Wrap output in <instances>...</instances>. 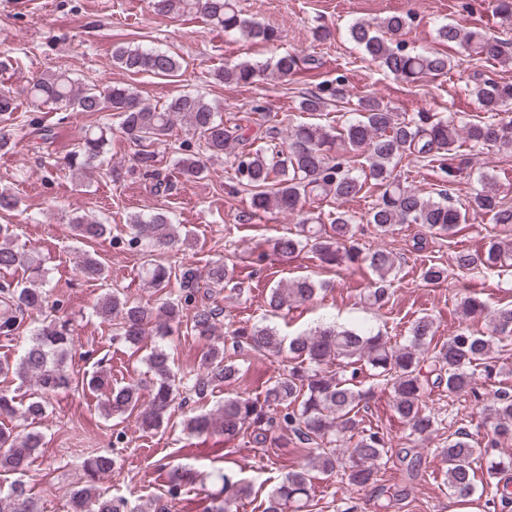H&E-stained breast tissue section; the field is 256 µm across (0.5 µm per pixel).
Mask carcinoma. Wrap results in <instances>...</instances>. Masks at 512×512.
<instances>
[{
	"mask_svg": "<svg viewBox=\"0 0 512 512\" xmlns=\"http://www.w3.org/2000/svg\"><path fill=\"white\" fill-rule=\"evenodd\" d=\"M497 19L512 24V0H490ZM156 16L202 13L227 33H238L253 43L272 44L280 33L273 27L243 16L235 0H152ZM410 17L391 15L379 23L357 20L349 27L350 38L363 55L383 71L396 78L414 82L418 78L447 76L453 68L451 58L438 51H416L393 36L408 26ZM438 39L454 43L474 52L487 62L512 63L504 51V42L482 31H464L452 23L437 27ZM299 56L287 53L278 57L272 71L286 78L298 67ZM112 65L131 74H152L169 79L179 76L181 57L152 46H117L112 51ZM225 83L248 85L256 82L260 71L242 62L226 65L217 72ZM346 81L344 74L332 82L320 84L317 90L303 96L299 110L316 114L336 100ZM37 105L61 112H110L118 120L119 131L135 146L138 165L147 173L154 172L155 154L150 147L164 141L175 122H186L192 135L203 142L210 155H219L246 141L242 125L228 126L224 117L206 100L205 95L184 93L157 107L143 103L135 87L116 84L99 90L95 85H81L65 72L41 75L29 88ZM474 95L485 119L468 122L459 132L452 116L437 112H416L399 117L377 98L358 102V117L348 119L340 128L327 130L320 125L301 124L288 133V138L262 148H243L234 153L232 163L236 184L250 195L255 211L278 209L294 212L302 202L331 198L341 203L358 197L366 185L379 191L378 198L363 216L379 237L394 231L398 224H420L433 237L453 234L457 225L468 220L440 189L436 196L425 195L401 181L397 167L406 159L437 168L443 182L452 186L465 173L473 151L495 150L512 156V83L493 79H477ZM16 97L0 88V115L10 117L17 111ZM112 137V124L100 123L87 129L70 151L67 165L79 176L103 166L107 145ZM182 174L200 177L206 168L203 160L189 154L177 159ZM472 213L489 218L496 225L512 226V205L504 202L490 186L469 198ZM354 216L340 209L332 213L330 225L321 216L304 219L299 230L276 240L274 250L291 257L305 248L317 254L320 262L337 269L365 267L373 274L364 294L372 307L383 309L393 296L396 261L386 248H369L354 239ZM75 236L84 241L97 240L108 233V226L83 216L71 220ZM136 237L158 248L178 244V226L163 211L139 214L131 218ZM14 235L9 224L0 225V269L25 267L36 278L44 280L41 262L24 250L11 245ZM455 270L467 273L480 270L499 274L512 268V239L495 236L475 250L463 248L454 254ZM80 272L89 281L104 278L105 266L91 255L85 256ZM178 282L177 293L166 291L171 279ZM419 278L426 284L448 279V269L432 261L422 262ZM225 288L234 284V270L215 262L207 276L192 265L178 273L162 264L149 262L142 280L152 292H167L157 306L131 303L113 292H106L97 302L96 315L104 322L119 318L117 338L139 351L150 339L145 363L152 375V388L147 404L141 403V387L135 382L110 387L100 407L105 415L123 416L137 413L136 423L143 431L156 430L168 419L175 400L181 396L206 398L221 383L238 380L239 369L225 356L222 343H212L204 354L207 371L187 379L173 371L171 354L165 347L172 334V323L185 322L196 336L215 335L223 310L200 299L201 282ZM323 283L303 277L270 290L267 312L278 315L295 304L310 302ZM459 305L464 315L475 318L483 314L485 305L475 295L460 294ZM58 311L48 304L47 292L34 285L4 284L0 286V332H11L24 313ZM491 334L465 326L448 337L433 355H428L434 335V321L428 315L415 319L410 335L403 343L391 337L348 328H318L297 335L284 344L277 331L254 323L232 331V348H245L268 356L281 354L288 346L295 366L280 373L266 386L263 396L253 398L243 393H230L216 412H201L186 422L189 433L198 437L220 435L226 441L248 437L260 448H286L292 443L305 452L306 462L298 470L288 472L268 493L262 512H305L309 507L314 473L338 477L349 489H362L377 482L381 465L391 458L385 434L373 427L362 426V412L377 387L392 392L393 409L406 422L410 434L421 439L436 424L425 400L428 386H444L450 394L472 389L477 371L489 369L496 359L497 344L512 339V305L498 308L490 318ZM74 338L67 321L43 319L34 327L31 340L13 362H0V375H12L23 382L32 381L37 393L27 401L0 391V414L17 415L28 421L46 416L47 398L73 384L67 361ZM430 358L429 369L435 379L422 375V364ZM491 425L493 444L512 441V394L506 390L494 394L484 407ZM42 434L30 430L23 435L0 429V470L15 475L8 487L0 486V512H38L24 482L25 471L40 454ZM445 464L443 484L448 496L462 503H474L483 496L499 491L496 476L512 467V461L490 460L486 467L477 465L482 455L478 442L465 429H459L448 443L438 449ZM116 465V458L97 455L83 463L85 480L73 490L72 512H148L146 508H127V502L98 490L96 483ZM224 497L210 499L203 512H238L243 499L250 496L252 483L233 473L222 475Z\"/></svg>",
	"mask_w": 512,
	"mask_h": 512,
	"instance_id": "cac0c4a2",
	"label": "carcinoma"
}]
</instances>
